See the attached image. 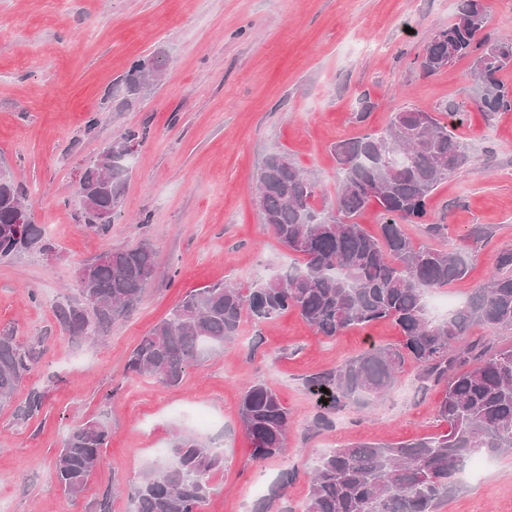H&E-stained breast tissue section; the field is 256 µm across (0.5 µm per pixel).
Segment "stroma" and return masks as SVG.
Masks as SVG:
<instances>
[{"label": "stroma", "mask_w": 512, "mask_h": 512, "mask_svg": "<svg viewBox=\"0 0 512 512\" xmlns=\"http://www.w3.org/2000/svg\"><path fill=\"white\" fill-rule=\"evenodd\" d=\"M457 0H0V170L23 188L32 220L54 246L0 260V328L44 336L47 351L15 396L42 389L41 414L25 424L0 411V512H132L126 493L169 447L175 432L224 450V470L204 512H255L256 486L271 490L295 471L278 505L303 512L318 454L362 442L399 444L445 432L441 387L421 388L406 362L397 385L367 405H348L316 429L305 381L335 370L370 345L401 343L379 321L327 338L295 311L275 321L244 318L236 341L166 386L132 376V349L191 289L217 282L249 288L295 256L263 224L254 180L265 156L287 151L336 192L333 146L386 128L394 112H461L455 130L470 156L428 201L426 221L450 236L489 224L491 238L448 287L465 299L512 249V112L477 107L472 58L423 73L416 58L448 26ZM163 70L136 104L118 112L112 91L132 61ZM371 110L359 119L362 101ZM146 137L129 161L123 202L108 231L84 224L75 190L86 166L121 131ZM150 244L160 269L137 307L96 342L74 340L54 306L75 300V271L94 256ZM273 389L292 414L288 456L258 461L239 417L252 383ZM100 420L110 438L88 489L69 499L52 478L55 456L79 425ZM440 512H512V454L459 474Z\"/></svg>", "instance_id": "obj_1"}]
</instances>
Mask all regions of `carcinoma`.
<instances>
[{
  "instance_id": "cac0c4a2",
  "label": "carcinoma",
  "mask_w": 512,
  "mask_h": 512,
  "mask_svg": "<svg viewBox=\"0 0 512 512\" xmlns=\"http://www.w3.org/2000/svg\"><path fill=\"white\" fill-rule=\"evenodd\" d=\"M490 12L485 0H458L455 20L438 29L417 56L431 74L458 59L474 57L480 109L492 117L512 111V89L498 73L512 67L500 52L512 39L489 41L483 31ZM161 75L151 57L134 60L122 80L117 109L132 105L141 90ZM139 132L126 130L85 169L76 195L85 224L95 231L112 224L129 174L126 145ZM336 198L317 208L318 180L286 151L267 155L256 174L263 223L279 242L303 258L300 265L243 290L216 283L187 292L171 316L141 338L126 372L154 377L167 386L182 382L187 368L238 336L243 315L258 322L297 311L319 335L380 320L395 323L400 348L372 345L336 370L306 379L323 398L316 422L328 427L330 414L390 391L405 359L420 368L423 387L444 385L437 418L448 431L399 445L359 443L329 448L315 462L304 512H439L454 489V477L474 456L496 458L512 450V348L494 347V334L512 330V251L498 255L488 281L473 289L448 318H431L427 295L468 272V254L490 234L473 224L446 249L418 246L401 221L426 215L429 197L448 176L469 163L448 123L420 108L393 114L385 131L366 133L333 147ZM24 193L0 176V259L38 247L49 251L42 228L26 215L17 223ZM385 218L381 237L368 234L355 218L371 204ZM157 268L149 244L103 252L77 273L80 299L57 304L54 317L73 338L99 335L122 320L140 301ZM486 335L474 339L473 328ZM46 337L19 339L0 330V409L26 423L44 407V392L31 389L14 404L17 390L45 353ZM327 392H322L321 388ZM240 421L252 455L276 459L288 451L290 414L277 394L256 383L242 396ZM105 422H87L66 436L53 464L64 494L76 499L99 470L107 447ZM224 470V449L189 434H177L169 460L146 469L129 487L133 512H200L214 491L213 476ZM292 481L285 472L257 512H269Z\"/></svg>"
}]
</instances>
